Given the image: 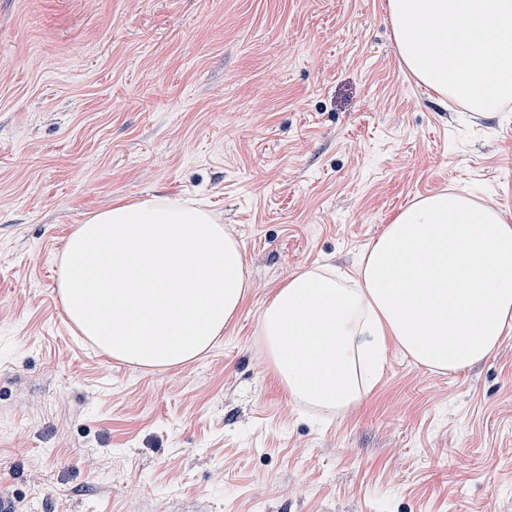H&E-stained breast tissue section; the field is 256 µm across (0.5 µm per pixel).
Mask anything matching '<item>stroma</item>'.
<instances>
[{
  "label": "stroma",
  "instance_id": "stroma-1",
  "mask_svg": "<svg viewBox=\"0 0 512 512\" xmlns=\"http://www.w3.org/2000/svg\"><path fill=\"white\" fill-rule=\"evenodd\" d=\"M463 188L512 223V109L443 102L387 0H0V492L21 512H512V332L441 373L396 346L342 414L291 399L257 334L303 267L350 270ZM201 202L251 287L169 367L81 342L55 296L91 214Z\"/></svg>",
  "mask_w": 512,
  "mask_h": 512
}]
</instances>
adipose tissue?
<instances>
[{"label":"adipose tissue","mask_w":512,"mask_h":512,"mask_svg":"<svg viewBox=\"0 0 512 512\" xmlns=\"http://www.w3.org/2000/svg\"><path fill=\"white\" fill-rule=\"evenodd\" d=\"M250 286L241 243L207 210L149 197L90 216L67 239L60 302L113 358L179 365L206 352ZM512 330V224L462 190L405 207L354 272L305 267L261 310L258 334L290 397L343 412L395 344L456 372Z\"/></svg>","instance_id":"ef3b65f1"}]
</instances>
